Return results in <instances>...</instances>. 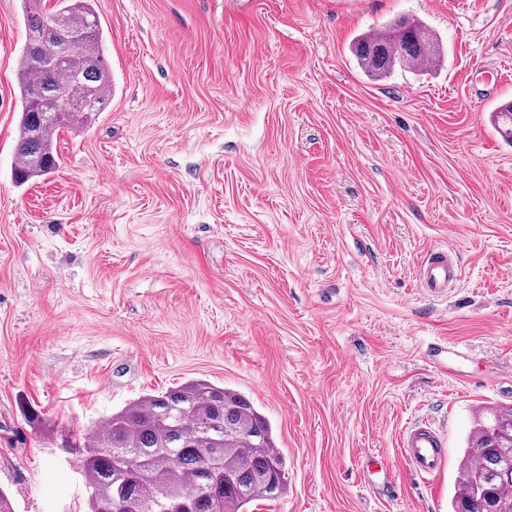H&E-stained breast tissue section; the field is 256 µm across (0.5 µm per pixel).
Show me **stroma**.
<instances>
[{
    "label": "stroma",
    "instance_id": "1",
    "mask_svg": "<svg viewBox=\"0 0 512 512\" xmlns=\"http://www.w3.org/2000/svg\"><path fill=\"white\" fill-rule=\"evenodd\" d=\"M0 0V488L85 512L77 450L138 397L192 379L273 427L286 492L251 512H448L480 408L512 406V0H96L112 99L12 176L25 44ZM407 16L428 73L373 80L350 47ZM454 245L461 279L418 271ZM458 343L457 374L428 349ZM446 437L415 476L402 431ZM392 493L363 481L366 455ZM453 253L454 248L448 245L433 250L428 255L421 272L423 288H427L428 292H445L448 284L460 279V268L450 261Z\"/></svg>",
    "mask_w": 512,
    "mask_h": 512
}]
</instances>
